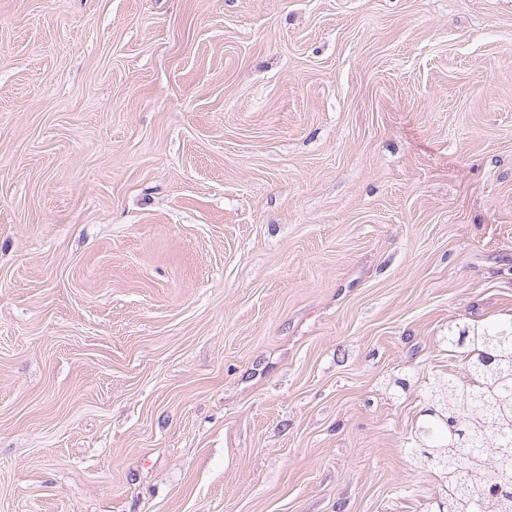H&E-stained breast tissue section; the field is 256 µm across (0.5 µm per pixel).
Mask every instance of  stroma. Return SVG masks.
<instances>
[{
  "label": "stroma",
  "mask_w": 512,
  "mask_h": 512,
  "mask_svg": "<svg viewBox=\"0 0 512 512\" xmlns=\"http://www.w3.org/2000/svg\"><path fill=\"white\" fill-rule=\"evenodd\" d=\"M506 319L512 0H0V512H434Z\"/></svg>",
  "instance_id": "35a3bbf8"
}]
</instances>
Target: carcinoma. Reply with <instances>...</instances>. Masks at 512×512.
<instances>
[{
  "label": "carcinoma",
  "instance_id": "carcinoma-1",
  "mask_svg": "<svg viewBox=\"0 0 512 512\" xmlns=\"http://www.w3.org/2000/svg\"><path fill=\"white\" fill-rule=\"evenodd\" d=\"M445 342L467 380L435 376L411 453L431 455L448 479L446 512H512V321L466 327Z\"/></svg>",
  "mask_w": 512,
  "mask_h": 512
}]
</instances>
